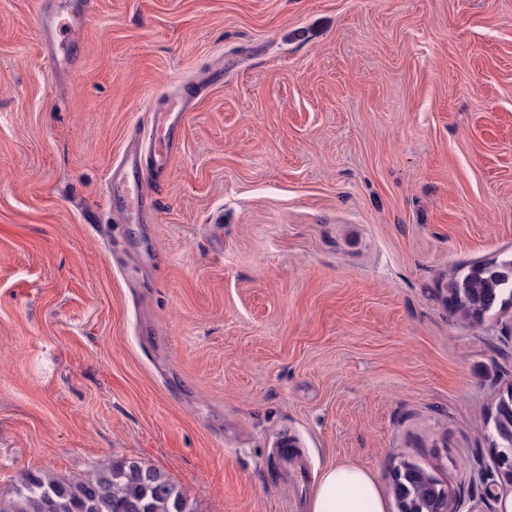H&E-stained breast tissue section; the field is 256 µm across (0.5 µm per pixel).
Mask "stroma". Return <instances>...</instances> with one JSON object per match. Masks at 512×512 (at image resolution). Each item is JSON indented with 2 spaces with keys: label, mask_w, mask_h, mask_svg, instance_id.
Masks as SVG:
<instances>
[{
  "label": "stroma",
  "mask_w": 512,
  "mask_h": 512,
  "mask_svg": "<svg viewBox=\"0 0 512 512\" xmlns=\"http://www.w3.org/2000/svg\"><path fill=\"white\" fill-rule=\"evenodd\" d=\"M0 0V493L158 467L198 512H307L401 462L479 476L512 305L452 311L512 254V0H98L55 77ZM189 102L143 222L105 201L150 105ZM446 290L453 311L465 317L484 315L506 295L512 301V255L474 265L462 274L454 273ZM307 512H388V504L370 471L343 463L316 477Z\"/></svg>",
  "instance_id": "1"
}]
</instances>
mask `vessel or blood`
Returning <instances> with one entry per match:
<instances>
[{
    "label": "vessel or blood",
    "mask_w": 512,
    "mask_h": 512,
    "mask_svg": "<svg viewBox=\"0 0 512 512\" xmlns=\"http://www.w3.org/2000/svg\"><path fill=\"white\" fill-rule=\"evenodd\" d=\"M92 3L93 0H78L76 5L66 8L56 6L54 0H42L38 13L39 42L55 74H64L71 68L64 36L87 23L93 13ZM186 110V101L177 98L166 99L163 105L152 108L149 122L143 128L147 153H128L111 168L106 194L123 198L127 216H139L148 193L157 190L158 179L177 150V131Z\"/></svg>",
    "instance_id": "obj_1"
}]
</instances>
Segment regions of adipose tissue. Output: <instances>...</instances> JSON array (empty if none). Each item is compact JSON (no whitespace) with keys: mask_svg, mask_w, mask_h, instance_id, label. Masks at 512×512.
<instances>
[{"mask_svg":"<svg viewBox=\"0 0 512 512\" xmlns=\"http://www.w3.org/2000/svg\"><path fill=\"white\" fill-rule=\"evenodd\" d=\"M308 512H388V504L370 471L343 463L317 476Z\"/></svg>","mask_w":512,"mask_h":512,"instance_id":"1","label":"adipose tissue"}]
</instances>
